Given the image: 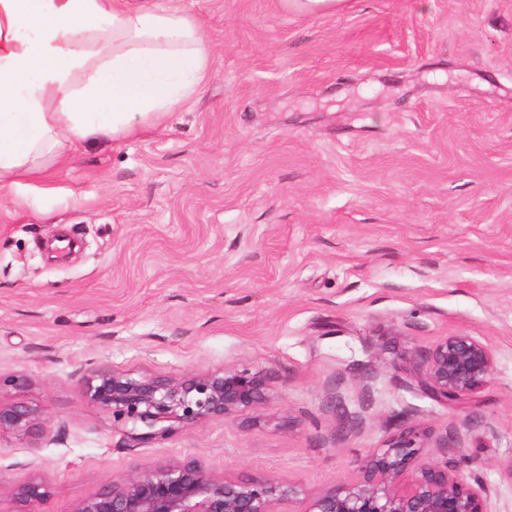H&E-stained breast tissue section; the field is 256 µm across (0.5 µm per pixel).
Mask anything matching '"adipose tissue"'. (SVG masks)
Listing matches in <instances>:
<instances>
[{
    "label": "adipose tissue",
    "mask_w": 512,
    "mask_h": 512,
    "mask_svg": "<svg viewBox=\"0 0 512 512\" xmlns=\"http://www.w3.org/2000/svg\"><path fill=\"white\" fill-rule=\"evenodd\" d=\"M209 58L198 19L161 0H0V191L75 143L159 125Z\"/></svg>",
    "instance_id": "obj_1"
}]
</instances>
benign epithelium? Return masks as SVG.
Masks as SVG:
<instances>
[{
    "label": "benign epithelium",
    "mask_w": 512,
    "mask_h": 512,
    "mask_svg": "<svg viewBox=\"0 0 512 512\" xmlns=\"http://www.w3.org/2000/svg\"><path fill=\"white\" fill-rule=\"evenodd\" d=\"M496 360L475 336L456 333L417 353L409 374L429 395L445 404L478 396L493 380ZM26 374L0 376V387L26 389ZM268 380L248 369H224L173 378L149 372H118L91 362L82 379V397L112 414V424L139 427L136 440L166 439L216 419H230L260 404ZM24 432L38 439L44 428L37 411L22 402L0 401V433ZM429 434L401 428L383 448L368 455L350 484L311 498L304 512H495L496 490L476 473L479 462L458 440L446 437L436 447L454 463L423 455ZM13 497L34 506L43 501V482L30 479L13 488ZM296 488L286 481L235 478L218 474L196 460L137 466L80 500L73 512H291Z\"/></svg>",
    "instance_id": "benign-epithelium-1"
}]
</instances>
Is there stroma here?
<instances>
[{"instance_id": "1", "label": "stroma", "mask_w": 512, "mask_h": 512, "mask_svg": "<svg viewBox=\"0 0 512 512\" xmlns=\"http://www.w3.org/2000/svg\"><path fill=\"white\" fill-rule=\"evenodd\" d=\"M210 48L156 129L94 137L0 195V374L45 433L0 434V512H40L134 466L200 461L347 484L396 426L458 436L512 512V0H174ZM465 332L492 383L446 405L411 357ZM185 378L248 369L263 404L140 444L87 403L89 362ZM347 0H280L288 11L310 16L336 14L344 9ZM12 495L25 505L35 506L43 501L46 491L42 481L30 479L15 486Z\"/></svg>"}]
</instances>
